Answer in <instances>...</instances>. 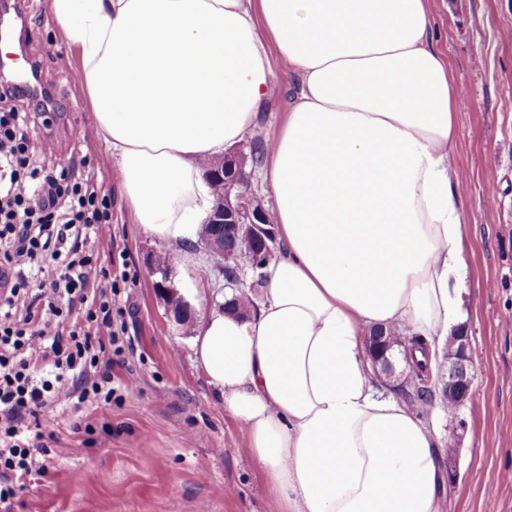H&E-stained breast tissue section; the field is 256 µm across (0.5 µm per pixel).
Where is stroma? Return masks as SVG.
<instances>
[{
    "label": "stroma",
    "mask_w": 512,
    "mask_h": 512,
    "mask_svg": "<svg viewBox=\"0 0 512 512\" xmlns=\"http://www.w3.org/2000/svg\"><path fill=\"white\" fill-rule=\"evenodd\" d=\"M21 0L26 32L16 52L33 68L37 88L56 104L36 125L42 162L113 193L99 166L102 148L80 86L69 85L59 57L67 53L46 7ZM432 36L447 57L457 90L454 170L463 201V309L473 351L468 397L447 410L428 407L424 420L452 453L443 512H512V0H427ZM292 95L276 89L251 135L271 141ZM101 258L124 253L134 283L120 297L133 352L127 366L137 387L108 413V428L86 432L85 411L58 412L53 475L27 480L11 509L0 512H275L252 460L247 437L216 399L194 361L188 326L177 324L159 296L150 257L167 249L131 224L112 201L110 236ZM175 260L176 287L195 282L206 307L227 294L224 275L199 242Z\"/></svg>",
    "instance_id": "obj_1"
}]
</instances>
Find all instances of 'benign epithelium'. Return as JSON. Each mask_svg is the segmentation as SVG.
I'll list each match as a JSON object with an SVG mask.
<instances>
[{"label":"benign epithelium","instance_id":"benign-epithelium-1","mask_svg":"<svg viewBox=\"0 0 512 512\" xmlns=\"http://www.w3.org/2000/svg\"><path fill=\"white\" fill-rule=\"evenodd\" d=\"M245 163L246 156L238 151H229L224 156L211 159V170L224 177V197L214 203L205 223L200 225L199 238L210 254L228 263L237 262L242 238L224 234V225L235 224L245 230L247 240H263L271 235L267 225L268 210L252 192L240 189L239 175ZM152 273L157 275L159 271L154 267ZM170 275L169 271L162 274L156 286L176 320L182 322L188 312V303L176 289L168 285ZM370 350L373 352L374 366L380 368L386 379L394 380L395 387L410 383L413 373L403 378L395 375L396 363L406 360L403 345L395 346L385 337L374 335L370 337ZM471 362L467 331H457L449 339L448 350L438 364L435 384L456 400H463L472 382Z\"/></svg>","mask_w":512,"mask_h":512}]
</instances>
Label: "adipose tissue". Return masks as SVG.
<instances>
[{
	"label": "adipose tissue",
	"instance_id": "1",
	"mask_svg": "<svg viewBox=\"0 0 512 512\" xmlns=\"http://www.w3.org/2000/svg\"><path fill=\"white\" fill-rule=\"evenodd\" d=\"M79 60L131 223L192 240L202 164L295 93L264 161L279 242L262 305L212 308L202 369L278 512H441V437L379 393L367 338L395 327L434 355L466 270L450 174L456 92L426 0H49Z\"/></svg>",
	"mask_w": 512,
	"mask_h": 512
}]
</instances>
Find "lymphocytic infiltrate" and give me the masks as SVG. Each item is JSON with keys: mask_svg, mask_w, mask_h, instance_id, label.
<instances>
[{"mask_svg": "<svg viewBox=\"0 0 512 512\" xmlns=\"http://www.w3.org/2000/svg\"><path fill=\"white\" fill-rule=\"evenodd\" d=\"M0 89V504L54 466V409L102 412L135 386L113 379L128 343L113 275L91 246L111 231L112 198L63 168L35 166L28 113Z\"/></svg>", "mask_w": 512, "mask_h": 512, "instance_id": "obj_1", "label": "lymphocytic infiltrate"}]
</instances>
